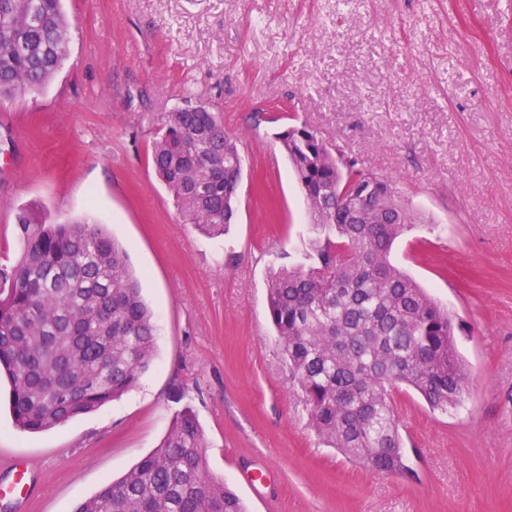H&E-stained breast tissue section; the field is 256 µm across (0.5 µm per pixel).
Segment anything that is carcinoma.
Wrapping results in <instances>:
<instances>
[{"label":"carcinoma","instance_id":"1","mask_svg":"<svg viewBox=\"0 0 512 512\" xmlns=\"http://www.w3.org/2000/svg\"><path fill=\"white\" fill-rule=\"evenodd\" d=\"M69 54L62 0H0V100L45 86ZM308 205L315 263L280 268L266 286L269 320L309 410L331 448L383 475L412 479L392 392L413 390L433 411L459 407L467 368L455 319L393 265L394 242L423 215L371 168L336 158L317 131L277 133ZM152 166L184 221L211 236L235 219L243 159L219 113L204 106L164 114ZM372 208L349 215L363 188ZM21 251L0 266V373L17 428L40 432L120 397L156 351V325L127 252L89 220L48 224L40 204L14 213ZM206 439L190 407L157 448L72 512H247L210 474Z\"/></svg>","mask_w":512,"mask_h":512}]
</instances>
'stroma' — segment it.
<instances>
[{
	"label": "stroma",
	"instance_id": "35a3bbf8",
	"mask_svg": "<svg viewBox=\"0 0 512 512\" xmlns=\"http://www.w3.org/2000/svg\"><path fill=\"white\" fill-rule=\"evenodd\" d=\"M69 58L0 100V265L14 212L90 218L127 250L158 328L138 385L64 425L16 428L0 380V484L72 512L192 407L209 471L249 512H512V0H63ZM218 110L245 158L227 235L184 223L150 153L164 113ZM307 124L395 180L427 224L391 260L457 324L460 409L394 391L416 482L324 447L269 322L266 285L317 233L275 139Z\"/></svg>",
	"mask_w": 512,
	"mask_h": 512
}]
</instances>
